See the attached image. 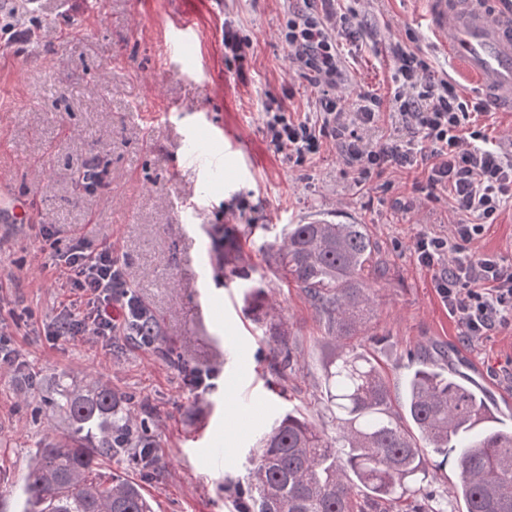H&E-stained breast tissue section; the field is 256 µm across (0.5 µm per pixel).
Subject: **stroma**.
<instances>
[{
  "instance_id": "1",
  "label": "stroma",
  "mask_w": 512,
  "mask_h": 512,
  "mask_svg": "<svg viewBox=\"0 0 512 512\" xmlns=\"http://www.w3.org/2000/svg\"><path fill=\"white\" fill-rule=\"evenodd\" d=\"M356 8L361 31L340 48L353 87L389 96L387 49L398 40L476 96L437 47L423 0H358ZM181 10L205 72L168 54L167 28ZM228 20L253 43L241 67L224 61ZM283 23L280 0H0V182L26 212L0 223V329L24 361L0 367V512H21L35 448L68 435L64 420L39 410L60 376L109 384L146 422L154 467L118 452L100 469L139 484L155 512H236L258 440L277 418L300 411L330 423L323 323L267 253L285 225L312 214L365 225L378 246L385 275L371 281L377 312L360 345L393 393L402 395L415 355L439 348L512 415V327L468 339L435 269L413 251L419 236L450 234V204L404 208L414 175L390 169L357 185L329 146L301 167L269 146L266 105L290 90V109L302 114L316 97L289 67ZM228 139L239 142L240 160L212 167ZM89 166L98 179L88 187ZM44 224L59 228L57 242L41 237ZM73 236L115 244L129 289L159 322L153 345L125 338L107 350L47 336L75 298L54 265ZM228 236L242 246L234 268L218 261ZM477 247L512 263V199ZM250 279L262 282L269 320L284 325L299 354L288 377L272 370L268 337L246 310ZM186 364L208 374L205 391L185 386ZM214 448L223 463L212 462Z\"/></svg>"
}]
</instances>
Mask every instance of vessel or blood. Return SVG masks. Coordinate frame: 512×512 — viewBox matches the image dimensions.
Wrapping results in <instances>:
<instances>
[{"label": "vessel or blood", "mask_w": 512, "mask_h": 512, "mask_svg": "<svg viewBox=\"0 0 512 512\" xmlns=\"http://www.w3.org/2000/svg\"><path fill=\"white\" fill-rule=\"evenodd\" d=\"M426 18L490 107L512 112V10L501 0H426Z\"/></svg>", "instance_id": "vessel-or-blood-1"}]
</instances>
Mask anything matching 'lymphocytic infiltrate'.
Segmentation results:
<instances>
[{
	"mask_svg": "<svg viewBox=\"0 0 512 512\" xmlns=\"http://www.w3.org/2000/svg\"><path fill=\"white\" fill-rule=\"evenodd\" d=\"M357 32V11L336 13L331 0H303L288 8L279 36L296 75L317 97L314 111L301 119L289 114L286 100H277L275 111L264 114L269 144L296 166L331 144L363 182L390 167L424 169L426 177L414 183V192L429 200L449 193L461 220L451 237H417L413 249L418 262L437 269L438 292L469 338L511 326L512 264L490 252L464 254L512 197V159L487 147L486 131L474 121L485 112L484 101L463 97L448 77L399 41L389 47L394 84L390 98L351 89L339 43L354 39ZM349 89L354 92L350 100L345 97ZM385 111L392 118V131L384 142L372 143L366 133ZM59 262L72 277L79 307L50 326L52 339L92 336L108 348L128 335L132 325L150 319V311L127 288L111 244L94 247L73 238Z\"/></svg>",
	"mask_w": 512,
	"mask_h": 512,
	"instance_id": "f902f5d3",
	"label": "lymphocytic infiltrate"
}]
</instances>
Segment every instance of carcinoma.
Here are the masks:
<instances>
[{"mask_svg": "<svg viewBox=\"0 0 512 512\" xmlns=\"http://www.w3.org/2000/svg\"><path fill=\"white\" fill-rule=\"evenodd\" d=\"M270 250L324 324L330 356L322 373L335 431L292 413L277 421L261 441L239 512H402V503L446 512L425 503L450 457L458 469L454 499L465 512H512V431L494 401L425 356L405 385L416 438L392 410V390L372 359L352 343L375 312L369 281L377 246L366 226L289 224ZM244 299L263 320L265 290L249 286ZM269 340L273 370L285 378L298 355L281 326L270 327ZM50 403L70 435L36 449L23 512H154L137 484L99 469V457H137L147 443L112 388L61 377Z\"/></svg>", "mask_w": 512, "mask_h": 512, "instance_id": "obj_1", "label": "carcinoma"}]
</instances>
